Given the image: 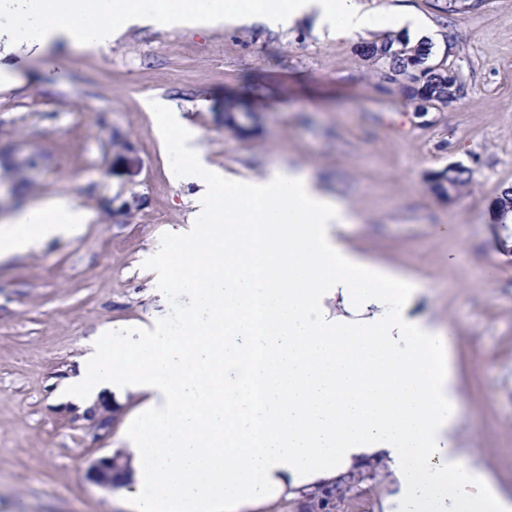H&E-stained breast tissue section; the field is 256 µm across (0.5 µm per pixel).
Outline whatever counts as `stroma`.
Segmentation results:
<instances>
[{"label":"stroma","mask_w":512,"mask_h":512,"mask_svg":"<svg viewBox=\"0 0 512 512\" xmlns=\"http://www.w3.org/2000/svg\"><path fill=\"white\" fill-rule=\"evenodd\" d=\"M364 2L420 18L462 96L418 111L385 65L355 41L320 38L309 18L279 33L131 27L97 51L62 39L0 59L20 76L0 87V221L58 197L92 214L76 238L0 259V512H126L131 485L104 489L86 471L118 447L139 400L100 429L64 385L100 331L137 337L160 322L173 334L192 307L170 279L209 220L160 144L153 98L194 126L211 165L241 178L290 165L359 214L348 245L453 327L457 445L512 500V229L488 213L512 186V0L446 22L427 0ZM230 96L240 132L224 126ZM451 164L470 180L444 201L429 177ZM359 477L332 512H383L389 472Z\"/></svg>","instance_id":"stroma-1"}]
</instances>
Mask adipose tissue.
I'll return each mask as SVG.
<instances>
[{
	"label": "adipose tissue",
	"instance_id": "obj_1",
	"mask_svg": "<svg viewBox=\"0 0 512 512\" xmlns=\"http://www.w3.org/2000/svg\"><path fill=\"white\" fill-rule=\"evenodd\" d=\"M28 39L108 46L131 25L257 24L274 32L315 15L321 36L380 27L362 0H0ZM163 149L209 232L190 243L174 285L194 309L178 333L136 348L100 337L66 387L93 404L141 402L120 436L133 512H268L335 488L368 464L394 479L390 512H512L455 446L462 399L443 331L413 312L417 289L365 271L342 239L357 213L300 169L241 179L211 166L198 134L161 100L146 102ZM91 220L66 198L0 224V259L78 236Z\"/></svg>",
	"mask_w": 512,
	"mask_h": 512
}]
</instances>
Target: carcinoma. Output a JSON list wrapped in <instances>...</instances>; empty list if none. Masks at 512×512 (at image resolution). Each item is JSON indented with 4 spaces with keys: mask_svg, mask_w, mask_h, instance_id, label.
I'll return each mask as SVG.
<instances>
[{
    "mask_svg": "<svg viewBox=\"0 0 512 512\" xmlns=\"http://www.w3.org/2000/svg\"><path fill=\"white\" fill-rule=\"evenodd\" d=\"M429 5L442 16L464 12L463 0H429ZM431 51L432 44L427 41L412 45L409 39L396 35H387L362 46L364 56L388 66V79L400 82L408 100L416 101L427 93L435 104L446 106L460 96L463 85L460 82L448 84V65L444 60L426 68L415 69L421 59L431 55ZM466 173L465 168H448L438 172V175L458 190L469 181Z\"/></svg>",
    "mask_w": 512,
    "mask_h": 512,
    "instance_id": "obj_1",
    "label": "carcinoma"
}]
</instances>
